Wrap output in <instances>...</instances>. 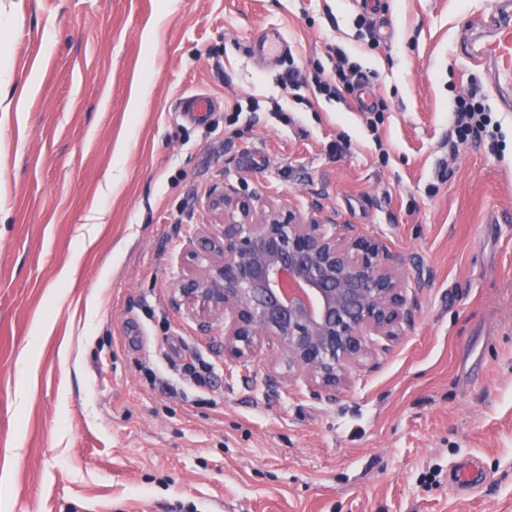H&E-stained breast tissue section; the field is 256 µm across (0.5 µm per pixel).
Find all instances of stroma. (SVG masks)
Segmentation results:
<instances>
[{
    "label": "stroma",
    "mask_w": 512,
    "mask_h": 512,
    "mask_svg": "<svg viewBox=\"0 0 512 512\" xmlns=\"http://www.w3.org/2000/svg\"><path fill=\"white\" fill-rule=\"evenodd\" d=\"M497 7L0 0V512H512V85L462 49ZM275 28L289 51L262 57ZM340 51L367 86L328 97ZM471 92L497 152L448 145ZM228 185L319 205L428 280L335 401L170 302Z\"/></svg>",
    "instance_id": "obj_1"
}]
</instances>
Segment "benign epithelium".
Segmentation results:
<instances>
[{
    "mask_svg": "<svg viewBox=\"0 0 512 512\" xmlns=\"http://www.w3.org/2000/svg\"><path fill=\"white\" fill-rule=\"evenodd\" d=\"M210 206L223 231H194L171 303L205 330L224 322L225 353L248 362L275 346L288 376L334 402L373 337L395 339L413 323L424 281L380 239L286 209L262 187Z\"/></svg>",
    "mask_w": 512,
    "mask_h": 512,
    "instance_id": "benign-epithelium-1",
    "label": "benign epithelium"
}]
</instances>
